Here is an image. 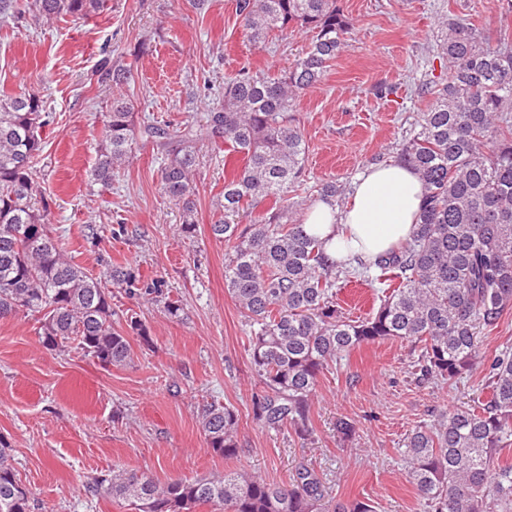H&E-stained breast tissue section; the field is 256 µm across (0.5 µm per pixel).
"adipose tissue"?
<instances>
[{"instance_id":"obj_1","label":"adipose tissue","mask_w":512,"mask_h":512,"mask_svg":"<svg viewBox=\"0 0 512 512\" xmlns=\"http://www.w3.org/2000/svg\"><path fill=\"white\" fill-rule=\"evenodd\" d=\"M423 199L418 175L388 162L360 173L344 206L315 202L304 224L308 233L326 240L330 257L344 251L372 261L411 238Z\"/></svg>"}]
</instances>
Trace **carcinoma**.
<instances>
[{"mask_svg": "<svg viewBox=\"0 0 512 512\" xmlns=\"http://www.w3.org/2000/svg\"><path fill=\"white\" fill-rule=\"evenodd\" d=\"M336 2L238 0L254 41L288 28L312 31L306 55L276 78L242 69L224 80L202 135L189 126L138 122L133 105L113 96L89 177L108 186L136 144L152 146L164 158L161 189L182 206L181 232L191 237L200 139L243 155V165L224 178L222 213L210 231L229 248L224 288L248 326L250 363L261 384L255 419L304 439L313 432L311 396L338 359L382 340L418 345L420 377L451 384L479 369L490 388L485 401L444 409L405 440L406 476L424 512H512V462L499 461L512 450V348L487 356L480 344V332L496 328L512 309V33L446 24L442 76L426 83L431 103L396 152L425 188L412 238L373 262L334 260L326 241L308 235L288 212L299 205L292 195L305 190L306 144L295 100L347 44L349 22ZM103 7L104 0H0V14L30 12L46 23L84 20ZM98 73L120 87L129 70L105 59ZM47 123L40 96L0 91V318L38 313L44 345H73L104 368L123 366L131 359L130 335L145 345L150 336L134 315L123 325L114 319L112 288L130 299L163 298L172 319L183 308L162 297L160 280L146 284L123 266L96 277L68 257L37 176ZM345 193L346 186L328 182L309 202ZM267 200L274 202L270 209L239 223L244 208ZM351 279L389 289L362 320L346 319L336 304L337 282ZM198 421L208 450L226 458L242 452L233 408L204 403ZM10 451L0 438V512H31ZM90 493L123 500L135 512H195L200 505L211 512H322L325 498L320 478L304 465L286 485L244 469L164 484L144 472L114 470Z\"/></svg>", "mask_w": 512, "mask_h": 512, "instance_id": "carcinoma-1", "label": "carcinoma"}]
</instances>
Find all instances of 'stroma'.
Wrapping results in <instances>:
<instances>
[{
  "label": "stroma",
  "mask_w": 512,
  "mask_h": 512,
  "mask_svg": "<svg viewBox=\"0 0 512 512\" xmlns=\"http://www.w3.org/2000/svg\"><path fill=\"white\" fill-rule=\"evenodd\" d=\"M237 0H208L193 11L181 0H105L84 22L43 23L33 15L0 19V88L41 96L50 116L42 130L39 180L52 198L49 222L74 262L93 275L108 266L137 268L181 301L182 319L151 301L112 300L147 325L150 345L132 340L131 359L102 368L81 352L49 349L34 316L0 318V438L37 512H131L97 498L88 484L117 468L159 482L245 469L268 482H289L299 466L318 474L325 505L370 501L376 512H424L402 463L403 441L434 410L485 397L482 372L454 384L420 380L418 352L394 340L352 351L321 376L312 398L308 440L270 431L253 418L260 385L248 355L244 318L224 290L223 241L210 226L224 177L237 153L203 146L193 198L197 232L182 236L181 205L161 190L163 161L138 148L111 186L91 182L111 83L99 81L103 59L129 68L122 91L138 115L202 129L215 93L240 69L276 76L307 51L308 31L251 42ZM351 25L347 47L323 79L296 103L306 143L307 184L353 183L375 161H392L424 108L419 89L431 77L440 17L494 32L512 27V0H338ZM392 94L375 96L377 86ZM379 288L338 284L348 319L366 317ZM234 407L242 453L206 450L198 408ZM356 424L352 437L338 418Z\"/></svg>",
  "instance_id": "35a3bbf8"
}]
</instances>
